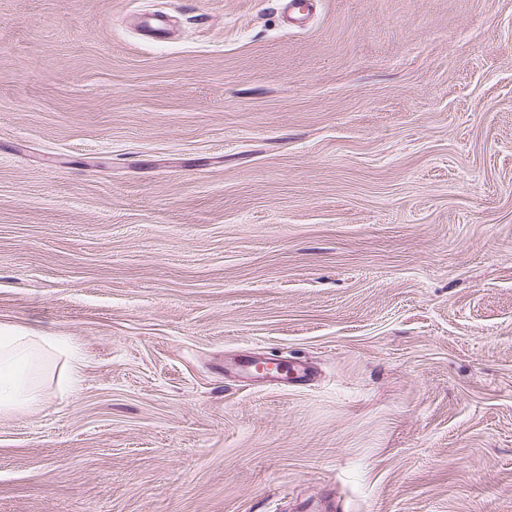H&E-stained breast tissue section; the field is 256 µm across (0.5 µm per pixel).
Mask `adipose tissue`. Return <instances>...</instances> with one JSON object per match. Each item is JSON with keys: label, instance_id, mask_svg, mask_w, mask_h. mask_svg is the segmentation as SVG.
<instances>
[{"label": "adipose tissue", "instance_id": "ef3b65f1", "mask_svg": "<svg viewBox=\"0 0 512 512\" xmlns=\"http://www.w3.org/2000/svg\"><path fill=\"white\" fill-rule=\"evenodd\" d=\"M65 357L70 382H77L84 361L63 336L21 326L0 325V415L38 408L47 391L42 383L49 355Z\"/></svg>", "mask_w": 512, "mask_h": 512}]
</instances>
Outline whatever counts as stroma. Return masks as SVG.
Instances as JSON below:
<instances>
[{"label": "stroma", "instance_id": "obj_1", "mask_svg": "<svg viewBox=\"0 0 512 512\" xmlns=\"http://www.w3.org/2000/svg\"><path fill=\"white\" fill-rule=\"evenodd\" d=\"M0 323V512H512V0H0ZM50 354L65 356L69 384H75L84 361L66 337L0 325V415L26 413L44 402L42 380Z\"/></svg>", "mask_w": 512, "mask_h": 512}]
</instances>
